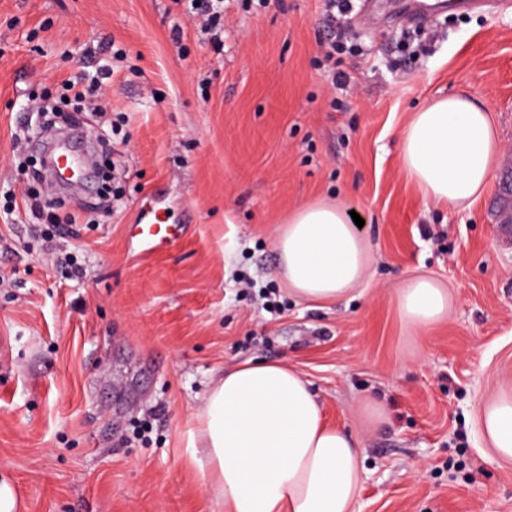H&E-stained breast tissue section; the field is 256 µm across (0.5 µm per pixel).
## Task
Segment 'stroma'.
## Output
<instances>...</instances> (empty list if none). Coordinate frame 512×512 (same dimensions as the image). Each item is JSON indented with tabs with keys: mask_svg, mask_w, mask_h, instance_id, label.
Masks as SVG:
<instances>
[{
	"mask_svg": "<svg viewBox=\"0 0 512 512\" xmlns=\"http://www.w3.org/2000/svg\"><path fill=\"white\" fill-rule=\"evenodd\" d=\"M408 11L354 0L331 63L322 0H224L217 42L183 0H0V481L22 512H224L189 432L247 359L293 365L350 432L356 512H512V462L477 422L512 390L498 179L439 208L399 157L413 112L453 94L490 110L512 147V0L440 4L420 30ZM109 45L121 54L103 109L76 111L65 84ZM61 130L107 153L111 193L51 184L43 149ZM321 198L359 214L372 253L366 280L325 304L289 292L275 246ZM43 205L81 214L78 235L56 233ZM148 210L183 227L173 246L147 251ZM417 276L447 288L448 319H401L397 293ZM243 278L276 288L282 311Z\"/></svg>",
	"mask_w": 512,
	"mask_h": 512,
	"instance_id": "1",
	"label": "stroma"
}]
</instances>
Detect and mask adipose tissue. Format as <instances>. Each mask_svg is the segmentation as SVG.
<instances>
[{
  "mask_svg": "<svg viewBox=\"0 0 512 512\" xmlns=\"http://www.w3.org/2000/svg\"><path fill=\"white\" fill-rule=\"evenodd\" d=\"M490 112L457 94L413 113L401 139L405 174L436 205L461 207L484 191L502 154ZM281 274L299 298L339 300L368 275L372 254L343 204L299 207L276 234ZM396 307L409 325L446 319L447 291L416 277ZM478 424L494 454L512 460V395L482 410ZM201 449L199 478L224 512H355L363 480L361 450L328 423L309 381L284 362L247 361L210 388L189 433Z\"/></svg>",
  "mask_w": 512,
  "mask_h": 512,
  "instance_id": "adipose-tissue-1",
  "label": "adipose tissue"
}]
</instances>
